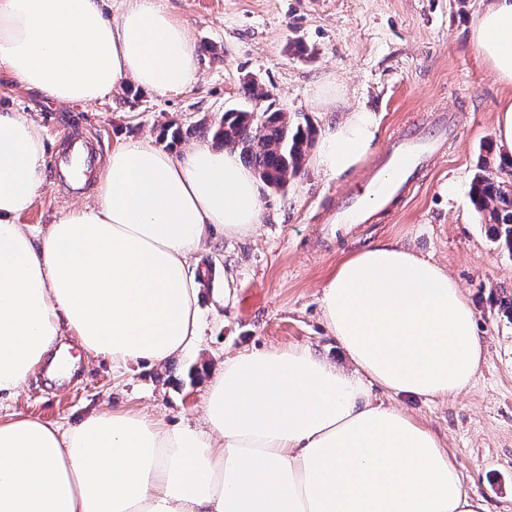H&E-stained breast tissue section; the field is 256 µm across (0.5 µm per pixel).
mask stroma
Here are the masks:
<instances>
[{"instance_id":"35a3bbf8","label":"stroma","mask_w":512,"mask_h":512,"mask_svg":"<svg viewBox=\"0 0 512 512\" xmlns=\"http://www.w3.org/2000/svg\"><path fill=\"white\" fill-rule=\"evenodd\" d=\"M179 19L198 48L199 80L177 93L119 89L92 104H59L9 80L0 71V111L35 119L46 156L62 144L57 129L76 125L106 163L118 142L151 136L167 149L161 129L186 133L183 146L202 141L203 125L229 108H253L242 86L255 78L270 102L292 119L323 132L343 112H374L380 131L374 153L355 171L326 179L311 164L284 189L262 187L264 219L256 234L215 236L191 266L212 265L200 290L195 344L159 368H116L81 352L73 376L48 381L33 374L19 395L0 403V417L20 412L69 426L109 406L149 410L172 425L200 421L215 368L224 356L251 348L302 346L344 365L324 323L319 291L336 265L378 241L407 245L455 279L485 343L470 389L444 400L395 397L373 387L377 401L402 407L431 430L451 454L466 491L487 512H512V252L491 236L469 189L478 172L503 175L494 146L496 115L512 86L500 83L471 41L482 0H158ZM343 84L344 97L324 107L317 89ZM455 116L464 129L425 172L401 206L373 223L336 225L327 218L339 199L361 190L392 134L409 124L428 127L432 111ZM93 189L66 190L45 173L19 223L41 231ZM232 287H225V279Z\"/></svg>"}]
</instances>
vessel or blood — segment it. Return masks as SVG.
<instances>
[{
  "label": "vessel or blood",
  "instance_id": "vessel-or-blood-1",
  "mask_svg": "<svg viewBox=\"0 0 512 512\" xmlns=\"http://www.w3.org/2000/svg\"><path fill=\"white\" fill-rule=\"evenodd\" d=\"M446 133V128L442 127L426 138L409 128L395 135L384 153L382 167L371 176L368 192L342 199L336 208L334 223H367L373 209L387 206L402 196L415 182L419 171L440 154ZM63 140L65 151L51 159L53 173H70L76 165L92 168L95 156L81 134L70 132L64 135Z\"/></svg>",
  "mask_w": 512,
  "mask_h": 512
}]
</instances>
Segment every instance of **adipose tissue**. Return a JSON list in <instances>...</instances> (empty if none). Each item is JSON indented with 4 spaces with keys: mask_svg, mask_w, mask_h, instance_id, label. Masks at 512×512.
Masks as SVG:
<instances>
[{
    "mask_svg": "<svg viewBox=\"0 0 512 512\" xmlns=\"http://www.w3.org/2000/svg\"><path fill=\"white\" fill-rule=\"evenodd\" d=\"M471 38L512 85V0H488ZM0 66L57 103L199 79L186 26L156 0H126L114 18L103 0H0ZM378 132L374 113H346L323 132L315 169H357ZM43 167L36 123L0 112V396L18 395L66 329L116 367L184 353L199 334L189 260L212 233L257 230L254 172L207 140L172 154L129 139L94 201L35 234L16 218ZM320 304L348 367L307 347L238 351L199 425L109 408L65 428L0 419V512H484L437 437L371 393L434 400L472 384L484 349L456 281L379 241L338 263Z\"/></svg>",
    "mask_w": 512,
    "mask_h": 512,
    "instance_id": "obj_1",
    "label": "adipose tissue"
}]
</instances>
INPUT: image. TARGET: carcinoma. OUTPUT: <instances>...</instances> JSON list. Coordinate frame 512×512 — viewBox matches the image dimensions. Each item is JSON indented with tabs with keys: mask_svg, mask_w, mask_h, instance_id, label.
<instances>
[{
	"mask_svg": "<svg viewBox=\"0 0 512 512\" xmlns=\"http://www.w3.org/2000/svg\"><path fill=\"white\" fill-rule=\"evenodd\" d=\"M207 132L216 143L237 150L258 178L275 189L300 172L314 135L311 126L290 122L280 108L257 118L250 112L227 110ZM469 194L477 211L492 223L496 238L512 250V183L478 174Z\"/></svg>",
	"mask_w": 512,
	"mask_h": 512,
	"instance_id": "1",
	"label": "carcinoma"
}]
</instances>
